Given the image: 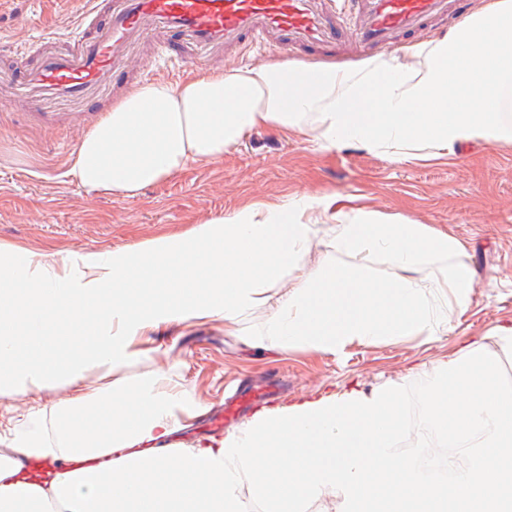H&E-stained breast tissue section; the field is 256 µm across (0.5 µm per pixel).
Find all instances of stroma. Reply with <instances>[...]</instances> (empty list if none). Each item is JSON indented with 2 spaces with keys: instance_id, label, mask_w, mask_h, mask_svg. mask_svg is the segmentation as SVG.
I'll use <instances>...</instances> for the list:
<instances>
[{
  "instance_id": "35a3bbf8",
  "label": "stroma",
  "mask_w": 512,
  "mask_h": 512,
  "mask_svg": "<svg viewBox=\"0 0 512 512\" xmlns=\"http://www.w3.org/2000/svg\"><path fill=\"white\" fill-rule=\"evenodd\" d=\"M90 0H0V243L49 259L109 253L180 234L214 218L262 204L283 206L302 195L332 196L336 205L398 214L452 232L466 246L474 300L453 316L448 333L432 340L355 343L329 354L264 351L225 335L223 324L168 323L141 339L149 353L107 370L100 384L162 374L179 384L208 414L245 382L275 376L284 406L325 391L356 385L369 391L390 379L426 377L461 344L487 343L488 331L512 318V144L467 143L452 154L400 164L356 147L321 148L313 133L256 129L222 159L192 164L138 195L94 194L70 173L82 137L68 125L72 104L33 103L19 71L35 60L48 37L67 47L80 37ZM140 68L117 76L87 111L104 115L134 87L176 83L194 64L165 57L155 40L138 48ZM63 384L0 397V452L33 408L66 399Z\"/></svg>"
}]
</instances>
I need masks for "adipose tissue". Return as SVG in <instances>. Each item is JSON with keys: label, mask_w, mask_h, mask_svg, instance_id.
I'll return each instance as SVG.
<instances>
[{"label": "adipose tissue", "mask_w": 512, "mask_h": 512, "mask_svg": "<svg viewBox=\"0 0 512 512\" xmlns=\"http://www.w3.org/2000/svg\"><path fill=\"white\" fill-rule=\"evenodd\" d=\"M410 55L409 65L382 56L348 68L274 60L145 83L83 136L70 173L86 192L132 197L268 126L392 162L474 141L512 143V0L473 9ZM336 217L329 196L248 207L136 248L80 254L77 278L1 245L0 397L52 382L75 394L34 410V428L0 454V512H62L57 475L166 446L200 411L159 376L106 386L88 376L140 356L138 340L162 324L220 322L252 348L333 353L430 339L447 331L451 312L468 309L474 278L455 235L374 212L346 224ZM322 233L333 255L305 274ZM359 255L382 256L395 275L377 280ZM272 302L277 314L247 334L243 319Z\"/></svg>", "instance_id": "obj_1"}]
</instances>
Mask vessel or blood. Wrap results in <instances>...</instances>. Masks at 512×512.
I'll use <instances>...</instances> for the list:
<instances>
[{
    "mask_svg": "<svg viewBox=\"0 0 512 512\" xmlns=\"http://www.w3.org/2000/svg\"><path fill=\"white\" fill-rule=\"evenodd\" d=\"M467 6V0H343L339 9L332 0H95L83 37L68 48L41 45L22 79L35 102L76 104L71 119L84 125L89 116L82 105L134 63L136 45L148 36L159 40L162 52L177 55L230 47L293 51L345 38L361 52H379L455 20ZM265 396L255 389L241 393L225 404L224 420Z\"/></svg>",
    "mask_w": 512,
    "mask_h": 512,
    "instance_id": "vessel-or-blood-1",
    "label": "vessel or blood"
}]
</instances>
